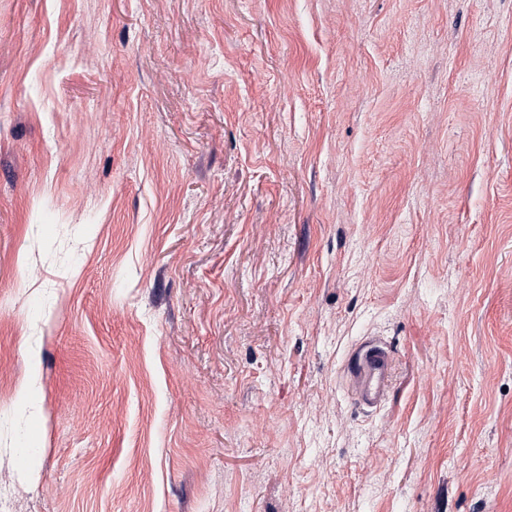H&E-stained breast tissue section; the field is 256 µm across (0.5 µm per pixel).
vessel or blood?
Wrapping results in <instances>:
<instances>
[{
	"instance_id": "1",
	"label": "vessel or blood",
	"mask_w": 512,
	"mask_h": 512,
	"mask_svg": "<svg viewBox=\"0 0 512 512\" xmlns=\"http://www.w3.org/2000/svg\"><path fill=\"white\" fill-rule=\"evenodd\" d=\"M394 362L393 351L377 339L364 341L352 350L344 377L360 407L375 410L386 401Z\"/></svg>"
}]
</instances>
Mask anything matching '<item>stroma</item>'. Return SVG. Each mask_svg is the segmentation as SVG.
Wrapping results in <instances>:
<instances>
[{
	"mask_svg": "<svg viewBox=\"0 0 512 512\" xmlns=\"http://www.w3.org/2000/svg\"><path fill=\"white\" fill-rule=\"evenodd\" d=\"M0 487L512 512V0H0ZM394 362L393 351L378 339L366 340L352 350L344 377L360 407L376 410L386 401Z\"/></svg>",
	"mask_w": 512,
	"mask_h": 512,
	"instance_id": "35a3bbf8",
	"label": "stroma"
}]
</instances>
